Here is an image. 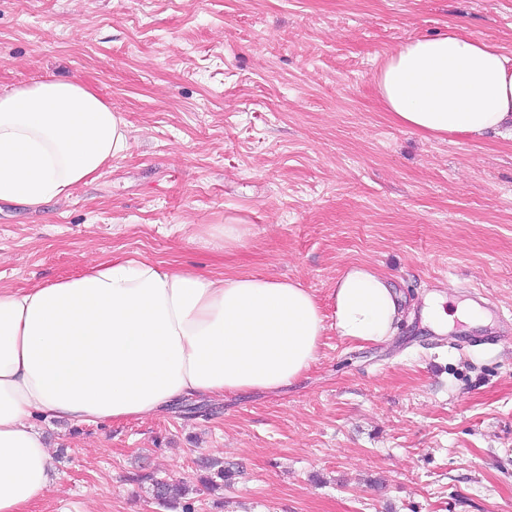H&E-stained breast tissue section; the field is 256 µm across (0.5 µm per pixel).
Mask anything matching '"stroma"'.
Here are the masks:
<instances>
[{
    "mask_svg": "<svg viewBox=\"0 0 512 512\" xmlns=\"http://www.w3.org/2000/svg\"><path fill=\"white\" fill-rule=\"evenodd\" d=\"M466 26L512 55V0H0V87L79 79L130 148L67 199L0 203V286L112 252L294 278L320 299L352 262L403 300L395 336H325L280 394L141 419L34 418L53 482L30 512H512V141L425 137L372 82L410 41ZM250 224L234 254L217 234ZM477 303L434 333L426 301ZM230 478L202 487L203 461Z\"/></svg>",
    "mask_w": 512,
    "mask_h": 512,
    "instance_id": "1",
    "label": "stroma"
}]
</instances>
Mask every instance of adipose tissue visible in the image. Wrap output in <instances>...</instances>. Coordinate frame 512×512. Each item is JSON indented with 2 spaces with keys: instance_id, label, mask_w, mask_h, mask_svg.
Masks as SVG:
<instances>
[{
  "instance_id": "adipose-tissue-1",
  "label": "adipose tissue",
  "mask_w": 512,
  "mask_h": 512,
  "mask_svg": "<svg viewBox=\"0 0 512 512\" xmlns=\"http://www.w3.org/2000/svg\"><path fill=\"white\" fill-rule=\"evenodd\" d=\"M372 81L391 118L425 136L512 141V56L459 25L390 54ZM130 146L124 119L79 81L0 89V201L68 198ZM330 311L294 278L204 275L112 253L76 277L0 287V512H26L49 487L51 451L32 419H141L186 397L279 393L335 332L389 340L391 281L349 264Z\"/></svg>"
}]
</instances>
